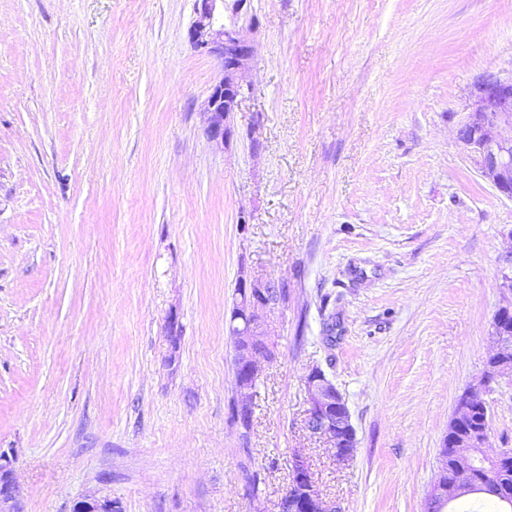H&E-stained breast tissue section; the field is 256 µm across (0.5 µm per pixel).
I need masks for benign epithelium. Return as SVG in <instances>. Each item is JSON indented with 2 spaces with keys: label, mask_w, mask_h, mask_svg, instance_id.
<instances>
[{
  "label": "benign epithelium",
  "mask_w": 512,
  "mask_h": 512,
  "mask_svg": "<svg viewBox=\"0 0 512 512\" xmlns=\"http://www.w3.org/2000/svg\"><path fill=\"white\" fill-rule=\"evenodd\" d=\"M251 9V0H195V20L189 30V39L195 48L213 54L222 60L223 76L212 87L207 100L209 142L222 150L234 135V114L241 102L253 95L254 85L245 79L254 49L235 22H225L224 12L233 16ZM458 142L473 160L479 176L500 194L512 200V75L501 77L493 73L480 75L473 85L468 104L457 113ZM240 301L233 308L231 334L243 342L235 347V374L240 392L233 404L235 423L250 429L253 409L251 393L259 377L260 360L275 356L269 341L264 314L279 304L285 289L270 281L248 274L237 282ZM512 312V303L501 307L493 320L496 353L489 358L477 384L468 387L458 397L454 415L448 424L450 442L443 443V456L448 447L458 457L464 448H483L489 430L464 433L461 419L473 403H479L490 412L478 392L489 391L503 380L512 382V337L498 325V321ZM309 407L304 427L310 435L324 440L334 450L339 465L351 461L355 449V431L347 404L319 368L311 369L307 377ZM295 480L280 500V512H341L335 504L324 499L316 485L306 457L297 451L292 458ZM478 484L473 465L452 464L443 469L426 498L428 503H447L466 490L476 492ZM20 489L9 467L0 464V512H20L16 507ZM72 512H115L112 499L88 495L77 501Z\"/></svg>",
  "instance_id": "7a95c632"
}]
</instances>
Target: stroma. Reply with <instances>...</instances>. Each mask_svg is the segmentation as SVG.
Segmentation results:
<instances>
[{"instance_id":"stroma-1","label":"stroma","mask_w":512,"mask_h":512,"mask_svg":"<svg viewBox=\"0 0 512 512\" xmlns=\"http://www.w3.org/2000/svg\"><path fill=\"white\" fill-rule=\"evenodd\" d=\"M194 18L195 0H0V458L21 512L91 493L277 512L299 449L342 512H422L512 302V200L454 119L479 74L512 73V0H251L255 92L222 151V63ZM244 272L287 290L247 431ZM316 366L351 414L346 466L304 427ZM485 399L492 455L512 384Z\"/></svg>"}]
</instances>
